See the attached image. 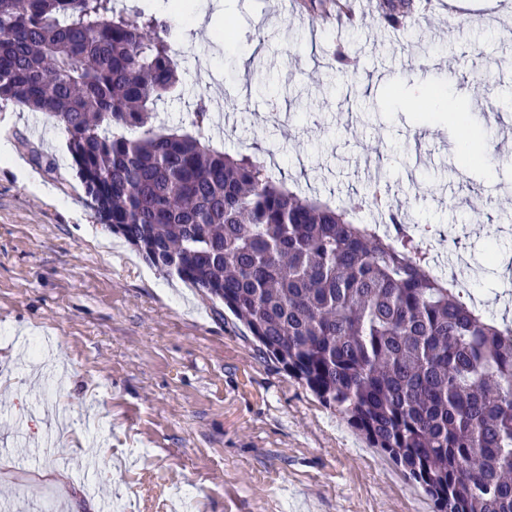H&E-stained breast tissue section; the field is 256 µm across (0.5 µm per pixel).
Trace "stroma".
Returning a JSON list of instances; mask_svg holds the SVG:
<instances>
[{
  "instance_id": "1",
  "label": "stroma",
  "mask_w": 512,
  "mask_h": 512,
  "mask_svg": "<svg viewBox=\"0 0 512 512\" xmlns=\"http://www.w3.org/2000/svg\"><path fill=\"white\" fill-rule=\"evenodd\" d=\"M170 14L184 84L159 103L187 123L199 95L227 153L276 164L301 195L382 197L428 226L477 299L512 318V0H431L404 31H329L305 0H185ZM471 95L494 178L464 170L417 82ZM27 138L53 161L36 165ZM0 500L25 512H434L423 489L261 350L222 303L147 265L101 224L67 134L0 103Z\"/></svg>"
}]
</instances>
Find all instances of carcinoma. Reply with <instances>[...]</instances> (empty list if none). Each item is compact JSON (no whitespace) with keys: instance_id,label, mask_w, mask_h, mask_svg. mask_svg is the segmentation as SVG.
<instances>
[{"instance_id":"carcinoma-1","label":"carcinoma","mask_w":512,"mask_h":512,"mask_svg":"<svg viewBox=\"0 0 512 512\" xmlns=\"http://www.w3.org/2000/svg\"><path fill=\"white\" fill-rule=\"evenodd\" d=\"M414 0H382L401 30ZM181 84L169 21L112 0H0V103L41 112L101 223L224 304L263 352L419 484L437 512H512V325L431 273L392 209L382 232L247 154L155 124Z\"/></svg>"}]
</instances>
